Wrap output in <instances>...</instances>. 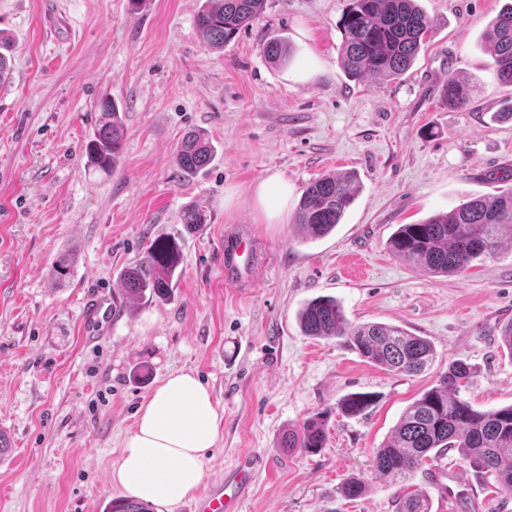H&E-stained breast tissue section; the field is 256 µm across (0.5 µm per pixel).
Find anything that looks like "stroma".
Listing matches in <instances>:
<instances>
[{"instance_id":"stroma-1","label":"stroma","mask_w":512,"mask_h":512,"mask_svg":"<svg viewBox=\"0 0 512 512\" xmlns=\"http://www.w3.org/2000/svg\"><path fill=\"white\" fill-rule=\"evenodd\" d=\"M350 0H266L224 49L195 28L199 0H0L14 43L0 86V512H102L141 402L169 373L194 372L222 412L206 481L248 466L239 512H396L421 492L431 512H512L500 492L448 452L408 485L372 469L375 448L452 360L474 365L462 396L480 410L512 404V356L499 328L512 320V248L460 277L406 265L387 243L399 225L512 189V86L493 74L487 25L512 0H419L433 27L399 79L350 78L337 22ZM293 48L269 64L264 40ZM316 71H308V64ZM473 77L472 105L439 97L448 76ZM122 109L118 165L90 168L81 149L98 103ZM207 132L212 162L185 177L174 154ZM352 174L359 191L329 236L307 241L294 222L306 187ZM276 175L292 189L276 223L258 202ZM206 217L183 243L168 302L124 305L106 332L83 319L86 294L116 295V278L157 236L182 229L185 206ZM244 226L262 257L248 289L224 282V235ZM62 253L74 273L59 280ZM338 300L351 323L382 322L425 337L436 357L407 376L365 361L337 338L304 335L299 310ZM362 414H343L351 393ZM327 443L286 453L280 438L315 415ZM349 476L369 492L348 501Z\"/></svg>"}]
</instances>
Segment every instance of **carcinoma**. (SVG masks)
I'll use <instances>...</instances> for the list:
<instances>
[{
  "instance_id": "obj_1",
  "label": "carcinoma",
  "mask_w": 512,
  "mask_h": 512,
  "mask_svg": "<svg viewBox=\"0 0 512 512\" xmlns=\"http://www.w3.org/2000/svg\"><path fill=\"white\" fill-rule=\"evenodd\" d=\"M266 0H205L195 17L201 40L222 49L252 26L264 12ZM342 30L341 63L352 77L376 75L398 78L415 62L431 37L432 25L416 0H351L338 21ZM12 41L0 34V84L11 70ZM494 59L499 82L512 85V4L492 20L486 41ZM264 57L273 65L287 63L291 45L273 38L263 46ZM474 81L448 76L443 100L456 109L472 102ZM101 119L82 147L88 163L109 170L118 162L126 138L125 127L114 102L98 104ZM215 147L203 132L185 135L174 155L180 173L190 176L206 167ZM356 187L349 176L326 174L305 190L296 224L307 240L331 233L352 205ZM205 223L194 207L182 211L185 232H195ZM512 246V191L476 196L452 211L437 214L418 224H402L390 240V250L406 264L432 275L460 276L473 262L491 258L505 246ZM182 250L174 237L162 236L150 242L142 256L118 275L120 294L127 301L157 299L168 301ZM307 336L338 338L372 364L391 372L420 374L433 363L435 351L422 336L379 322L351 324L342 306L331 297H317L299 314ZM474 370L463 359L448 364L437 386L427 390L401 415L388 440L373 452V467L384 480L402 484L423 465L455 450L475 472L493 477L499 488L512 492V405L478 410L460 395ZM371 405L367 394L354 393L342 399L340 410L359 415ZM327 441L326 422L320 415L290 428L281 437L280 447L304 454L315 453ZM368 484L347 477L340 495L353 501L363 497ZM103 512H154L153 503L117 497L107 502ZM397 512H431L427 496L411 492L398 502Z\"/></svg>"
}]
</instances>
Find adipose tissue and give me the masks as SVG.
I'll return each instance as SVG.
<instances>
[{"label":"adipose tissue","instance_id":"ef3b65f1","mask_svg":"<svg viewBox=\"0 0 512 512\" xmlns=\"http://www.w3.org/2000/svg\"><path fill=\"white\" fill-rule=\"evenodd\" d=\"M220 422L217 402L193 372L170 373L139 406L113 481L145 501L174 504L193 497L219 441Z\"/></svg>","mask_w":512,"mask_h":512}]
</instances>
